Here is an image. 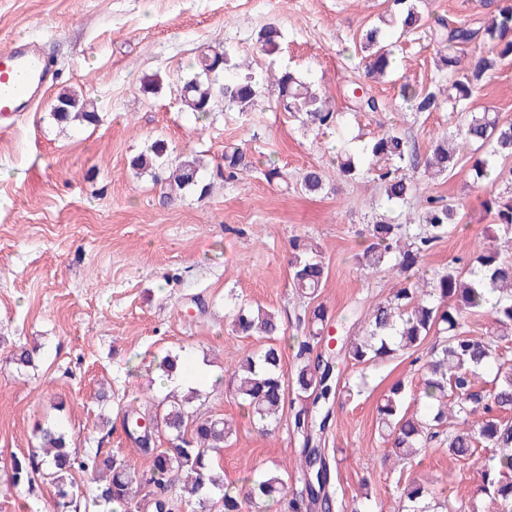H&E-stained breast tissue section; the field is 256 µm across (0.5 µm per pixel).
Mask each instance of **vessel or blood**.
I'll use <instances>...</instances> for the list:
<instances>
[{
	"label": "vessel or blood",
	"instance_id": "vessel-or-blood-1",
	"mask_svg": "<svg viewBox=\"0 0 512 512\" xmlns=\"http://www.w3.org/2000/svg\"><path fill=\"white\" fill-rule=\"evenodd\" d=\"M55 79L54 65L37 42L0 47V121L28 112Z\"/></svg>",
	"mask_w": 512,
	"mask_h": 512
}]
</instances>
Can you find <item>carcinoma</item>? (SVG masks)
<instances>
[{"label":"carcinoma","mask_w":512,"mask_h":512,"mask_svg":"<svg viewBox=\"0 0 512 512\" xmlns=\"http://www.w3.org/2000/svg\"><path fill=\"white\" fill-rule=\"evenodd\" d=\"M487 19L479 24L450 23L435 18L434 42L441 51L439 71L448 79V107L460 113L456 129L441 137L425 160V168L448 172L461 152L472 151L474 181L493 189L505 180L506 194L487 201L493 214L488 242L466 265L452 264L432 272L422 267L431 246L448 236L459 223L458 210L451 203L427 197L417 224H401L382 214L372 219L370 243L357 257L363 270L386 267L402 278L383 301L375 303L365 321L363 335L347 336L337 347L326 339L330 317L326 307H310L304 319V339L298 344L299 365L292 380H286L283 350L277 344L281 324L275 313L241 307L232 313V331L239 336H259L268 340L257 352L237 361L230 378V392L244 407L258 429L265 432L278 423L285 407L288 387L305 402L294 416V432L301 436L303 490L289 499L288 477L278 469L266 471L250 481L246 490L224 484L221 454L231 427L224 419L205 416L190 407V397L167 394L162 407L152 412V431L137 425L140 412L126 411V432L151 457L145 472L127 461L101 450L73 452L66 434L55 426L38 429L39 448L10 458V484L33 487L47 479L56 489L58 505L68 509L77 503L79 485L75 475H86L94 484L92 501L112 512H139L140 491H146L154 512H195L194 504H218V512H270L287 502L289 512H338L343 508L332 490V461L322 447L333 414L331 397L340 384L337 365L376 364L415 350L433 339L422 366L419 391L420 410L408 414L403 408L405 385L393 383L377 405V429L389 445L386 461L405 468L426 452L432 439L443 436L448 454L463 460H480L482 492L497 512H512V358L506 344L512 341V169L499 160L512 156V121L486 109L470 110L474 89L501 65L512 60V0H490ZM423 26L416 0H391L389 17L363 31L360 51L365 53L364 78L374 79L395 70L397 58L389 38L405 40ZM279 31L267 26L258 36L259 51L272 55L280 49ZM229 50L203 52L197 56L191 74L182 80L181 101L194 120L207 118L222 103L244 114L255 111L260 94L251 72L234 73L220 81L219 74L235 69ZM267 85L277 92L281 109L296 114L306 125L331 126L340 114L329 109L312 84L297 73L284 69L268 76ZM404 103L417 112H431L439 106V96L427 89H405ZM354 111L377 112L379 101L368 92L352 95ZM52 117L67 127L74 123L98 121L94 102L76 93L57 96ZM340 173L380 182L389 207H402L417 197L415 176L407 170L418 168L409 141L394 129L377 135L362 153L354 155L345 147L336 155ZM134 169L163 168L169 172L172 199L180 191L203 197L209 184L203 182L202 166L196 156L171 157L163 140L131 161ZM249 167L246 155L237 147L224 152V178L232 180ZM300 188L305 193L324 189L322 171L315 168L302 174ZM289 262L292 282L299 295L317 299L328 277V266L319 251L296 239L291 244ZM481 313L489 327L483 336H470L461 323L466 314ZM38 348L22 347L12 353L18 368L34 363ZM163 434L167 447L151 446L153 436ZM485 453H478V449ZM399 499L406 512H434L436 492L426 482L408 480Z\"/></svg>","instance_id":"1"}]
</instances>
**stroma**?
Listing matches in <instances>:
<instances>
[{"label":"stroma","mask_w":512,"mask_h":512,"mask_svg":"<svg viewBox=\"0 0 512 512\" xmlns=\"http://www.w3.org/2000/svg\"><path fill=\"white\" fill-rule=\"evenodd\" d=\"M484 3L420 0L425 28L397 47L393 74L367 81L355 47L362 31L379 22L385 0H0V47L30 38L58 73L30 112L0 128V512H60L49 482L30 489L7 484L6 462L37 447L40 426L59 427L76 452H116L137 471L148 470L151 458L129 439L123 414L141 396L161 399L156 357L195 359L222 377L230 358L262 346L231 333V302L277 313L284 369L294 373L307 303L290 277L292 239L320 251L329 275L318 300L332 323L357 334L368 309L397 280L356 264L382 191L373 182L343 180L336 148L347 141L361 149L392 127L426 159L437 135L454 130L459 116L445 108L414 111L403 105L400 89L440 83L429 30L435 17L478 22L487 15ZM270 24L283 40L268 56L259 52L257 36ZM208 49L230 51L262 79L290 68L314 81L342 112L341 128L303 125L268 91L249 115L220 106L195 122L180 86L194 57ZM155 73L162 85L146 89L144 77ZM360 79L381 111H351L347 89ZM67 90L96 102L97 126H57L51 107ZM470 107L512 119V63L481 83ZM158 138L169 152L202 158L209 195L167 201L159 178L133 170L131 159ZM230 146L247 151L254 166L228 182ZM272 164L283 179H267ZM470 165L465 155L451 173L419 180L420 196L456 204L461 218L424 258V268L473 257L491 222L488 191L473 184ZM312 167L322 170L325 189L308 195L298 180ZM199 298L205 311L195 305ZM20 344L38 346L32 367L13 363ZM425 357L420 348L378 364L366 372L360 396L336 399L326 446L337 451V493L362 512H397L398 479L418 478L431 482L439 500L496 512L478 489L477 471L449 456L440 440L404 472L382 463L387 448L378 436L377 404L401 379L404 406L415 411ZM288 403L266 434L226 385L201 390V411L233 424L223 449L226 483L241 488L279 467L289 472V493L301 491L293 411L302 402L292 393Z\"/></svg>","instance_id":"obj_1"}]
</instances>
